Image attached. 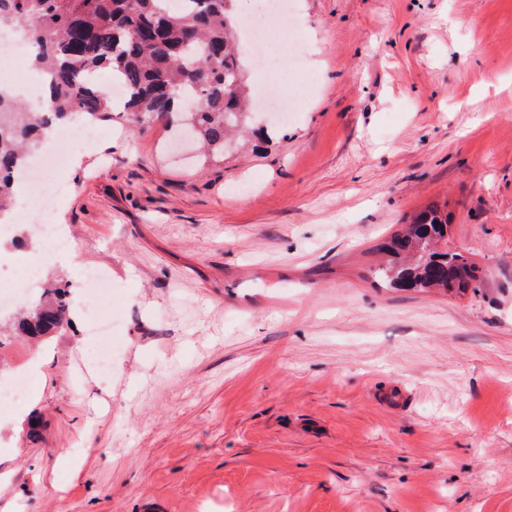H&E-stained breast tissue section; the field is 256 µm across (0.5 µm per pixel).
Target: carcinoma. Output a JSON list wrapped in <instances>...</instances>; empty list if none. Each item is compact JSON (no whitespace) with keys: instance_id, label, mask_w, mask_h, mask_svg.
Masks as SVG:
<instances>
[{"instance_id":"obj_1","label":"carcinoma","mask_w":512,"mask_h":512,"mask_svg":"<svg viewBox=\"0 0 512 512\" xmlns=\"http://www.w3.org/2000/svg\"><path fill=\"white\" fill-rule=\"evenodd\" d=\"M0 0V22L33 33L36 64L49 77V111L28 112L0 93V214L12 208V188L41 149L53 121L112 119V105L88 76L112 70L127 89L123 117L141 129L178 113L180 136L192 130L208 155H222L251 122L243 62L232 38L234 0ZM448 217L431 206L377 250L389 256L377 274L394 288L455 292L479 281L475 264L438 249ZM70 302L61 287L27 305L17 330L32 337L62 334Z\"/></svg>"}]
</instances>
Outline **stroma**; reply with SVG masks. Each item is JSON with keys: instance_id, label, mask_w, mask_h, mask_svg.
Segmentation results:
<instances>
[{"instance_id": "1", "label": "stroma", "mask_w": 512, "mask_h": 512, "mask_svg": "<svg viewBox=\"0 0 512 512\" xmlns=\"http://www.w3.org/2000/svg\"><path fill=\"white\" fill-rule=\"evenodd\" d=\"M314 83L270 139L178 158L101 122L57 205L75 249L0 239V285L73 324L0 409V512H512V0H296ZM437 203L478 292L376 278ZM125 342L100 373L82 283ZM39 424L30 438L29 427Z\"/></svg>"}]
</instances>
